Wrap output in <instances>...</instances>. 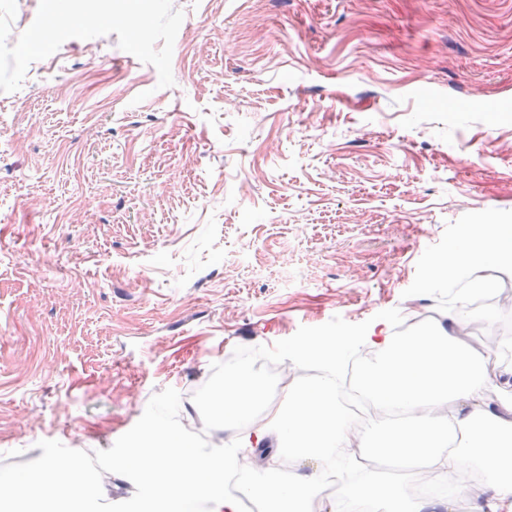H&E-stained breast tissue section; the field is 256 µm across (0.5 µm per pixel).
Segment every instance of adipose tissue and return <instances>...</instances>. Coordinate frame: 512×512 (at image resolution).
<instances>
[{
  "instance_id": "1",
  "label": "adipose tissue",
  "mask_w": 512,
  "mask_h": 512,
  "mask_svg": "<svg viewBox=\"0 0 512 512\" xmlns=\"http://www.w3.org/2000/svg\"><path fill=\"white\" fill-rule=\"evenodd\" d=\"M488 259L512 271L511 224L488 225L483 238L455 243L435 274H467ZM461 322L456 316L448 326L400 338L385 324L368 330L363 341L373 357L363 365L359 385L371 405L372 437L356 445L328 381L345 348L342 338L303 345L302 358L323 365L326 379L283 388L277 404L260 416L252 405L261 394V379L250 364L233 368L212 404L210 425L243 429L244 448L270 439L278 445L263 479L245 484L243 493L263 500L266 512H310L323 496V477L366 455L408 462L412 473L434 474L436 494L415 498L406 483L370 470L343 489L329 512H459L478 495L484 502L477 512H512V400L503 399L501 410L489 408L494 380L482 355L461 338ZM285 459L310 460L315 467L284 480L279 465ZM473 471L481 476L476 487L467 480Z\"/></svg>"
}]
</instances>
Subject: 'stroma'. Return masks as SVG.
<instances>
[{"label": "stroma", "instance_id": "stroma-1", "mask_svg": "<svg viewBox=\"0 0 512 512\" xmlns=\"http://www.w3.org/2000/svg\"><path fill=\"white\" fill-rule=\"evenodd\" d=\"M463 139L512 147V0H0V462L166 388L194 429L213 364L337 315L447 324L437 259L512 225Z\"/></svg>", "mask_w": 512, "mask_h": 512}]
</instances>
